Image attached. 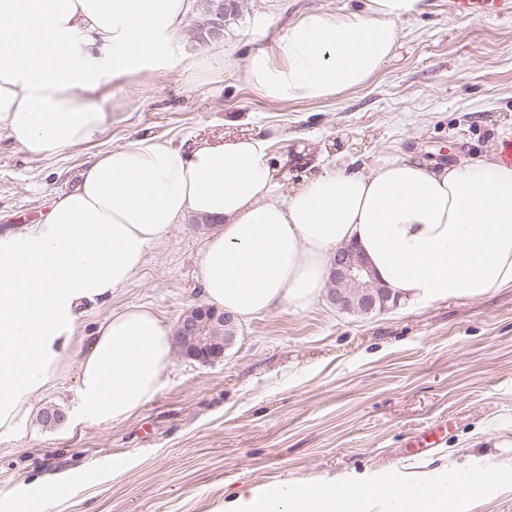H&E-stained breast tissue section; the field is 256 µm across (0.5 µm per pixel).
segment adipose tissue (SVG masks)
<instances>
[{"mask_svg":"<svg viewBox=\"0 0 512 512\" xmlns=\"http://www.w3.org/2000/svg\"><path fill=\"white\" fill-rule=\"evenodd\" d=\"M406 7L367 0L361 14H308L284 35L281 62L253 54L238 78L275 101L339 97L393 57ZM190 10V0H0V129L35 158L96 140L112 115L84 92L158 65ZM191 215L218 225L197 263L204 297L243 320L314 302L349 244L411 308L512 288V163L500 148L441 165L386 144L359 171L337 155L274 156L242 132L187 150L144 137L85 165L36 223L0 229V433L73 370L96 423L122 422L159 393L173 329L153 309L111 312L87 338L78 327ZM427 481L409 473L392 499L381 483L358 494L316 480L251 487L221 509L453 512L467 496L444 478L432 496L413 493Z\"/></svg>","mask_w":512,"mask_h":512,"instance_id":"ef3b65f1","label":"adipose tissue"}]
</instances>
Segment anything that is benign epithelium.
I'll list each match as a JSON object with an SVG mask.
<instances>
[{
  "instance_id": "obj_1",
  "label": "benign epithelium",
  "mask_w": 512,
  "mask_h": 512,
  "mask_svg": "<svg viewBox=\"0 0 512 512\" xmlns=\"http://www.w3.org/2000/svg\"><path fill=\"white\" fill-rule=\"evenodd\" d=\"M226 0H210L212 14L211 29L208 39L214 40L224 34V14ZM331 278L334 280H350L356 283L366 282L372 287L375 278L365 260L353 255L351 250L336 253L332 261ZM238 332L236 317L215 307L200 305L184 313L178 320L174 340L179 353L190 360L201 364H212L223 360L227 347L234 337L213 336L214 329Z\"/></svg>"
}]
</instances>
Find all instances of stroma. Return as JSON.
<instances>
[{
    "instance_id": "stroma-1",
    "label": "stroma",
    "mask_w": 512,
    "mask_h": 512,
    "mask_svg": "<svg viewBox=\"0 0 512 512\" xmlns=\"http://www.w3.org/2000/svg\"><path fill=\"white\" fill-rule=\"evenodd\" d=\"M237 2L221 39L194 38L195 5L164 63L89 92L112 114L96 141L34 159L1 132L0 228L36 222L86 163L145 136L185 144L238 120L272 154L336 147L360 170L384 143L450 163L512 130V19L465 22L449 0H413L395 57L364 86L280 102L239 83V67L257 52L279 60L281 38L307 13L359 12L363 0ZM210 231L191 219L175 225L128 288L82 316L81 334L129 304L173 324L204 304L196 261ZM50 405L66 411L63 425L40 422ZM33 408L0 435V512H21L49 475L76 485L47 512H213L248 485L399 480L462 465L488 481L457 512H512V288L369 315L341 311L324 293L241 323L220 362L173 354L161 391L124 422L83 419L73 373ZM430 425L446 427L442 442L406 457Z\"/></svg>"
}]
</instances>
